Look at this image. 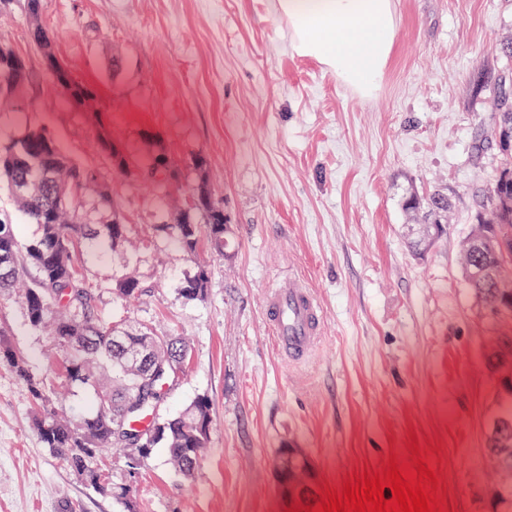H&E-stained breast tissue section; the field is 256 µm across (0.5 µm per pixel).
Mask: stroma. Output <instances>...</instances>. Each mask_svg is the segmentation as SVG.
<instances>
[{
    "mask_svg": "<svg viewBox=\"0 0 512 512\" xmlns=\"http://www.w3.org/2000/svg\"><path fill=\"white\" fill-rule=\"evenodd\" d=\"M397 28L376 91L365 96L294 54L273 0H41L40 23L72 74L97 94L75 111L41 67L25 0L0 10V44L29 57L31 88L0 108V141L30 127L111 179L131 226L121 253L90 264L97 316L149 322L188 349L187 365L155 412L164 419L197 396L211 404L210 443L192 476L163 450L139 470L103 449L98 464L126 486L138 512H287L273 467L299 448L317 488L352 472L408 462L418 439L439 473L445 512H496L490 422L500 409L485 353L495 325L471 294L461 244L496 175L487 90L512 62V0H393ZM147 167L144 128L175 159L203 156L165 190L142 175H112L94 147L91 114ZM224 209L223 253H184L155 235L199 181ZM445 191V226L423 224L405 197ZM209 271L207 295L183 279ZM305 278L323 309V336L290 364L266 326L262 296L288 275ZM135 276L127 301L115 283ZM0 338L59 390L61 357L27 324L21 299L0 293ZM40 411L0 365V512H126L95 493L45 448ZM204 280V288L199 287V280ZM209 283V273L208 270L203 267H197L196 271L185 277L182 282V287L180 288L181 293L189 299H203L207 294V288ZM197 288L199 290L197 291Z\"/></svg>",
    "mask_w": 512,
    "mask_h": 512,
    "instance_id": "1",
    "label": "stroma"
}]
</instances>
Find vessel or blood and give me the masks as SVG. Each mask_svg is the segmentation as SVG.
<instances>
[{"mask_svg":"<svg viewBox=\"0 0 512 512\" xmlns=\"http://www.w3.org/2000/svg\"><path fill=\"white\" fill-rule=\"evenodd\" d=\"M263 313L277 349L292 359L303 358L321 335V308L304 279L291 276L269 288Z\"/></svg>","mask_w":512,"mask_h":512,"instance_id":"vessel-or-blood-1","label":"vessel or blood"}]
</instances>
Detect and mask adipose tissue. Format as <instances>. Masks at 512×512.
<instances>
[{"mask_svg":"<svg viewBox=\"0 0 512 512\" xmlns=\"http://www.w3.org/2000/svg\"><path fill=\"white\" fill-rule=\"evenodd\" d=\"M292 46L362 94H371L392 50V0H274Z\"/></svg>","mask_w":512,"mask_h":512,"instance_id":"1","label":"adipose tissue"}]
</instances>
